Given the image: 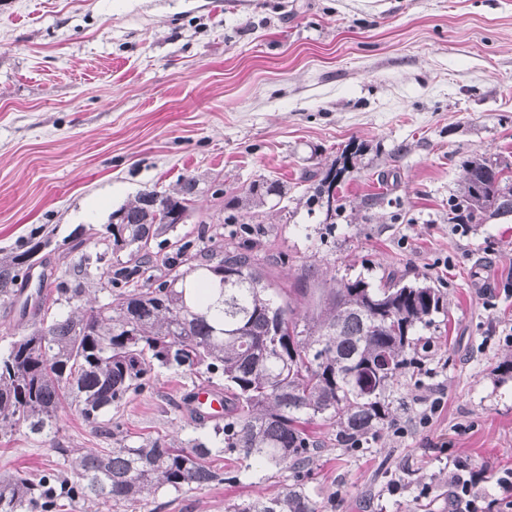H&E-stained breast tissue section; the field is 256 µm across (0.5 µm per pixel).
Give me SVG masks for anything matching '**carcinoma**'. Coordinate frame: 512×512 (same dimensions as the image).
Instances as JSON below:
<instances>
[{
	"label": "carcinoma",
	"mask_w": 512,
	"mask_h": 512,
	"mask_svg": "<svg viewBox=\"0 0 512 512\" xmlns=\"http://www.w3.org/2000/svg\"><path fill=\"white\" fill-rule=\"evenodd\" d=\"M360 147L350 143L321 171L301 176L307 202L332 219L341 209L337 188L355 167ZM459 192L448 199V223L481 224L512 218V163L477 151L462 164ZM197 181L184 178L174 191L139 192L112 212V222L77 236L69 251L92 239L114 252L128 251L107 280L89 267L102 260L86 255L79 278L60 280L52 303L66 302V317L34 321L0 355V437L56 434L59 410L74 407L84 422L112 430V410L150 386L155 367L190 373L200 369L224 380L230 412L214 425L221 447L196 438L187 446L154 439L136 447L107 450L54 448L63 468L37 479L21 472L0 475V512H79L99 506H147L159 490L176 492L233 482L212 458L225 454L245 463L303 470L313 440L306 426L336 424V443L347 448L392 421L387 391L414 364L415 333L434 322L445 305L439 290L403 284L393 271L375 286L362 277L326 280L319 311L300 316L288 301L277 302L255 257L224 249L221 241L190 251L173 242L169 253L151 241L181 223ZM278 182L253 183L246 198L259 205L282 197ZM50 234L28 241L21 252L0 257V302L13 304L37 264L35 255ZM166 268L155 286L130 288L135 278ZM207 270L219 287L201 285L188 296L186 277ZM123 290L112 293L115 286ZM107 301L82 302L90 293ZM229 512H321L299 487H288Z\"/></svg>",
	"instance_id": "carcinoma-1"
}]
</instances>
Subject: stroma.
<instances>
[{
	"label": "stroma",
	"instance_id": "35a3bbf8",
	"mask_svg": "<svg viewBox=\"0 0 512 512\" xmlns=\"http://www.w3.org/2000/svg\"><path fill=\"white\" fill-rule=\"evenodd\" d=\"M351 142L364 152L328 224L300 176ZM405 153H397L399 145ZM512 155V0H0V251L45 224L38 258L74 273L81 226L103 228L138 191L198 181L169 241L221 233L247 248L300 315L329 275L378 283L390 270L438 288L445 313L417 330L418 364L391 389L393 421L363 447L313 428L303 475L269 466L236 481L159 491L143 512H227L301 483L322 512H449V478L467 460L491 512H512V221L449 223L462 160ZM285 195L251 221L252 182ZM372 208H364V201ZM222 379L158 368L112 430L62 409L67 448L186 443L213 434L187 393ZM428 427L419 416L434 398ZM404 426L403 435L393 433ZM50 443L0 442V472L57 467Z\"/></svg>",
	"mask_w": 512,
	"mask_h": 512
}]
</instances>
